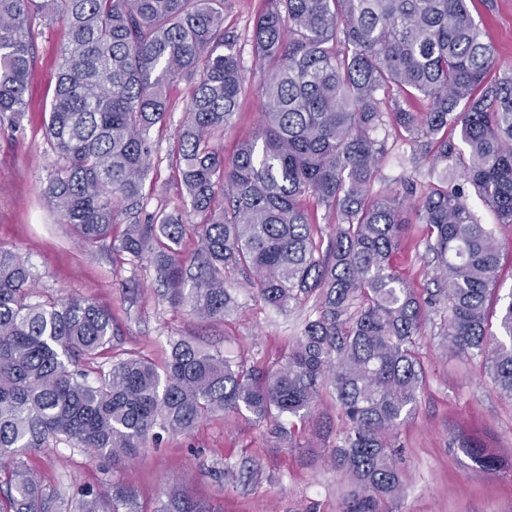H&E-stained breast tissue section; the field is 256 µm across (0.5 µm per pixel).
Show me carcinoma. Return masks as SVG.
<instances>
[{
    "instance_id": "obj_1",
    "label": "carcinoma",
    "mask_w": 512,
    "mask_h": 512,
    "mask_svg": "<svg viewBox=\"0 0 512 512\" xmlns=\"http://www.w3.org/2000/svg\"><path fill=\"white\" fill-rule=\"evenodd\" d=\"M266 3L250 35L261 123L226 161L212 137L231 123L249 78L224 31V0H0V124L17 125L24 111L34 21L68 28L46 122L57 165L43 193L82 244L148 259L168 302L203 321L233 310L226 269L280 311L319 299L317 317L271 369L180 339L162 368L131 355L91 382L80 363L111 342L112 314L86 298L35 299L28 259L0 251V512H57L58 493L17 461L54 439L122 462L162 431L188 434L236 413L295 450L293 419L312 413L326 384L346 424L331 449L350 483L339 512H397L395 432L418 403L416 347L430 312L443 316L448 347L484 357L512 400V293L501 301V245L469 206L474 196L496 223L512 224V65H500L468 0ZM176 78L193 82L176 167L197 224L143 208L150 132ZM395 91L428 109L404 107ZM389 127L411 163L429 164L427 184L408 176L399 190L373 189L389 153L378 132ZM307 197L336 216L323 254ZM407 201L434 264L425 300L393 263ZM190 233L197 250L187 258ZM459 447L487 473L512 472L481 441ZM255 473L249 458L221 471ZM71 503L74 512H145L120 481L105 493L78 486ZM159 512L205 510L174 484Z\"/></svg>"
}]
</instances>
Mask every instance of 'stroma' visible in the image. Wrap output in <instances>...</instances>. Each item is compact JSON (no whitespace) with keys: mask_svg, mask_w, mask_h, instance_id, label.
Returning <instances> with one entry per match:
<instances>
[{"mask_svg":"<svg viewBox=\"0 0 512 512\" xmlns=\"http://www.w3.org/2000/svg\"><path fill=\"white\" fill-rule=\"evenodd\" d=\"M262 5V0L224 4V27L237 34L233 51L248 68L253 65L250 30ZM469 7L501 61L512 63V0H493L489 8L482 0H471ZM67 40L62 23L35 28L27 108L18 129H0V250L28 257L37 299L86 296L111 312L114 336L110 345L85 362L89 375L132 354L164 365L171 342L179 339L221 351L248 367L276 365L287 356L305 322L316 317L317 299L302 300L280 312L257 298L242 275L229 272L224 280L236 298V310L220 321H200L188 308L168 303L149 261L131 259L106 245L84 248L44 198V184L56 166L44 128ZM191 91L184 78L168 87L171 110L153 132V163L145 183L147 210L183 207L173 152ZM259 122L258 93L253 90L242 99L232 124L216 133L215 146L232 154ZM394 262L410 288L425 296L432 268L425 258L424 225H406ZM418 356L426 381L415 414L400 425L397 435L405 480L399 512H512V476L480 470L457 446L458 437H469L512 461V400L495 389L483 357L459 356L442 347L436 325L426 326ZM343 430L336 399L326 388L312 415L300 422L301 447L294 451L264 426L242 416L218 414L191 433L163 435L128 463L115 465L63 442L30 451L21 460L57 490L63 500L60 512H70L73 487L103 489L115 480L132 485L147 512H155L169 486L178 481L207 512H338L345 481L332 469L326 451ZM245 456L258 466L249 481L197 471L201 464L220 470L225 461Z\"/></svg>","mask_w":512,"mask_h":512,"instance_id":"35a3bbf8","label":"stroma"}]
</instances>
